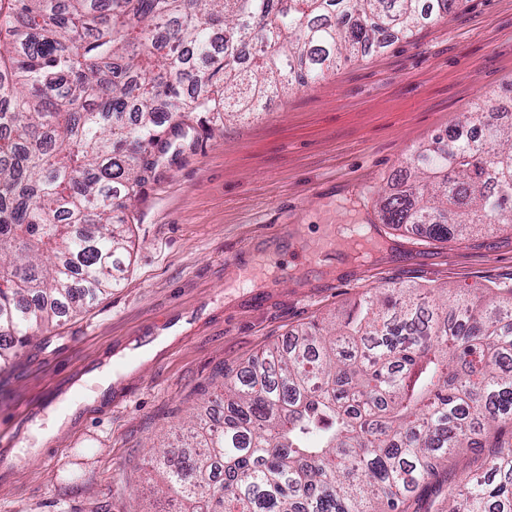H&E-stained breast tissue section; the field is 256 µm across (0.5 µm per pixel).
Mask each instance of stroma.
Wrapping results in <instances>:
<instances>
[{"label":"stroma","mask_w":512,"mask_h":512,"mask_svg":"<svg viewBox=\"0 0 512 512\" xmlns=\"http://www.w3.org/2000/svg\"><path fill=\"white\" fill-rule=\"evenodd\" d=\"M491 96L512 109V0H460L252 114L167 123L128 206L120 287L0 370V512H164L150 447L172 444L198 407L220 410L225 376L293 330L371 290L512 287L511 227L438 242L382 223L375 203L416 147ZM331 209L371 227L362 259L300 247ZM258 253L275 272L241 282ZM482 457L449 455L408 512H435Z\"/></svg>","instance_id":"stroma-1"}]
</instances>
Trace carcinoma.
I'll return each instance as SVG.
<instances>
[{
  "instance_id": "obj_1",
  "label": "carcinoma",
  "mask_w": 512,
  "mask_h": 512,
  "mask_svg": "<svg viewBox=\"0 0 512 512\" xmlns=\"http://www.w3.org/2000/svg\"><path fill=\"white\" fill-rule=\"evenodd\" d=\"M457 0H0V368L121 284L122 213L187 112L258 110ZM379 195L385 224L457 240L512 226V118L472 109ZM363 295L224 378L151 457L179 512H406L455 448L512 428V296ZM442 512H512V442Z\"/></svg>"
}]
</instances>
